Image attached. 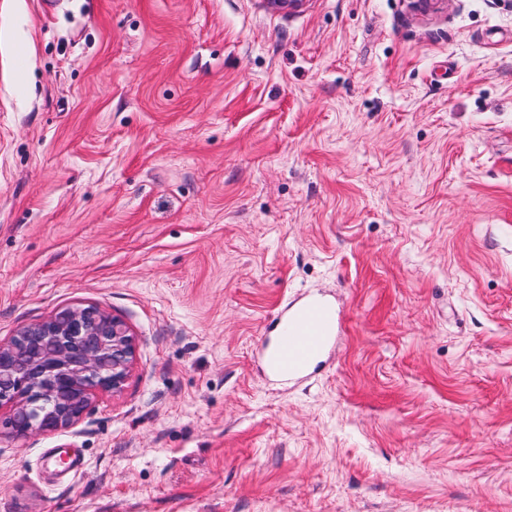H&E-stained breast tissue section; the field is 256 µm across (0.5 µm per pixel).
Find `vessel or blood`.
<instances>
[{"instance_id": "vessel-or-blood-1", "label": "vessel or blood", "mask_w": 512, "mask_h": 512, "mask_svg": "<svg viewBox=\"0 0 512 512\" xmlns=\"http://www.w3.org/2000/svg\"><path fill=\"white\" fill-rule=\"evenodd\" d=\"M336 313L323 300L309 299L277 317L268 363L278 374L302 376L316 368L334 340Z\"/></svg>"}]
</instances>
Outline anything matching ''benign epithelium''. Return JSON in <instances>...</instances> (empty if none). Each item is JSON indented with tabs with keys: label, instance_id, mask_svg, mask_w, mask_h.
Listing matches in <instances>:
<instances>
[{
	"label": "benign epithelium",
	"instance_id": "7a95c632",
	"mask_svg": "<svg viewBox=\"0 0 512 512\" xmlns=\"http://www.w3.org/2000/svg\"><path fill=\"white\" fill-rule=\"evenodd\" d=\"M134 357L131 330L93 305L62 308L0 340V437L73 427L97 396L122 390Z\"/></svg>",
	"mask_w": 512,
	"mask_h": 512
}]
</instances>
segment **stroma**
<instances>
[{"label":"stroma","mask_w":512,"mask_h":512,"mask_svg":"<svg viewBox=\"0 0 512 512\" xmlns=\"http://www.w3.org/2000/svg\"><path fill=\"white\" fill-rule=\"evenodd\" d=\"M79 305L131 375L0 512H512V0H0V339ZM335 332L333 308L320 299L306 300L277 317L268 363L280 375L303 376L319 364Z\"/></svg>","instance_id":"stroma-1"}]
</instances>
